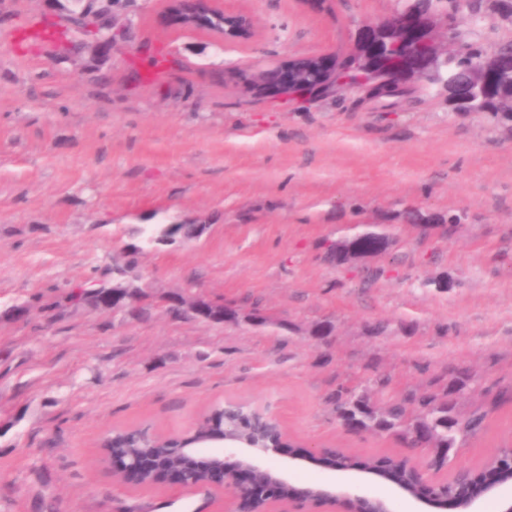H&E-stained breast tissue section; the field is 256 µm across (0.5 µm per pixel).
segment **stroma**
<instances>
[{
  "label": "stroma",
  "instance_id": "35a3bbf8",
  "mask_svg": "<svg viewBox=\"0 0 512 512\" xmlns=\"http://www.w3.org/2000/svg\"><path fill=\"white\" fill-rule=\"evenodd\" d=\"M399 5L228 0L257 30L240 45L167 26L165 0H127L116 22L134 43L57 60L17 44L55 19L46 0H0V512H221L218 497L124 484L98 452L116 430L188 433L227 399L271 405L299 444L407 456L435 482L512 446V133L458 116L439 85L385 108L351 90L282 104L240 81L350 51ZM411 206L458 222L422 232ZM187 221L206 227L187 245L136 234ZM368 227L391 246L366 284L324 251ZM125 255L151 296L192 288L267 322L60 305ZM320 321L333 333L318 340ZM456 369L474 377L458 411L494 408L441 471L345 429L328 401L341 385L420 392Z\"/></svg>",
  "mask_w": 512,
  "mask_h": 512
}]
</instances>
